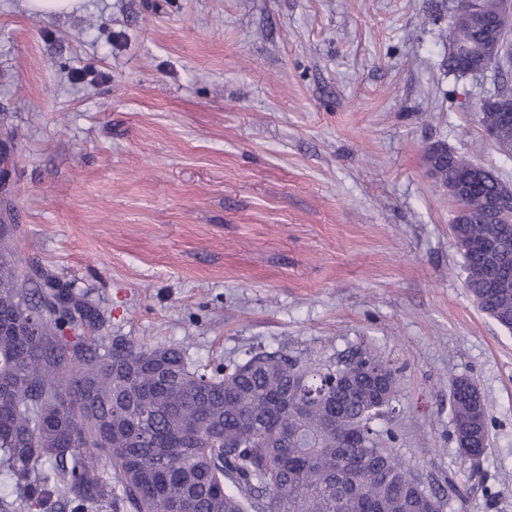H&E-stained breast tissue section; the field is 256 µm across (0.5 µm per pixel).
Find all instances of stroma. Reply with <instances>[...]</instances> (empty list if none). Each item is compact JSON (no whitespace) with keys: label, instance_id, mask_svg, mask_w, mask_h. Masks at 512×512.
<instances>
[{"label":"stroma","instance_id":"stroma-1","mask_svg":"<svg viewBox=\"0 0 512 512\" xmlns=\"http://www.w3.org/2000/svg\"><path fill=\"white\" fill-rule=\"evenodd\" d=\"M455 0H0V144L19 272L110 317L109 336L233 367L370 347L398 370L396 452L446 512H512V333L467 292L443 144L512 186L448 70ZM490 446L465 460L448 384ZM438 145H431L426 148L424 151V157L426 158L425 164L431 165L434 163V160H432V156L434 151ZM471 164V161L468 160L465 156L456 153L453 150H450L448 152V158L445 161L443 158H439L438 162L433 164V171L432 175L436 178L441 180L444 183H448V186H455L459 175L461 171L468 167ZM441 186L445 188L446 191L451 192L455 191L451 187L449 188L446 185H443L439 183ZM450 402L456 438H465L462 455L484 456L489 447L488 414L476 386L465 378L452 381Z\"/></svg>","mask_w":512,"mask_h":512}]
</instances>
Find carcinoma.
Returning <instances> with one entry per match:
<instances>
[{
	"label": "carcinoma",
	"mask_w": 512,
	"mask_h": 512,
	"mask_svg": "<svg viewBox=\"0 0 512 512\" xmlns=\"http://www.w3.org/2000/svg\"><path fill=\"white\" fill-rule=\"evenodd\" d=\"M456 44L476 49L482 35L454 17ZM498 140L512 144V119L480 113ZM471 161L455 151L432 175L455 186ZM488 172L478 193L496 212L462 213L451 234L465 288L480 309L512 331V194ZM0 229V512H438L444 494L425 487L396 454L395 411L376 409L396 395L397 373L378 382L357 352L348 363L301 362L282 352L247 354L226 369L188 363L178 346L110 337L98 307L34 270L16 269ZM488 239L495 252L474 259L461 243ZM451 409L464 455L489 447L488 414L476 386L451 383Z\"/></svg>",
	"instance_id": "cac0c4a2"
}]
</instances>
